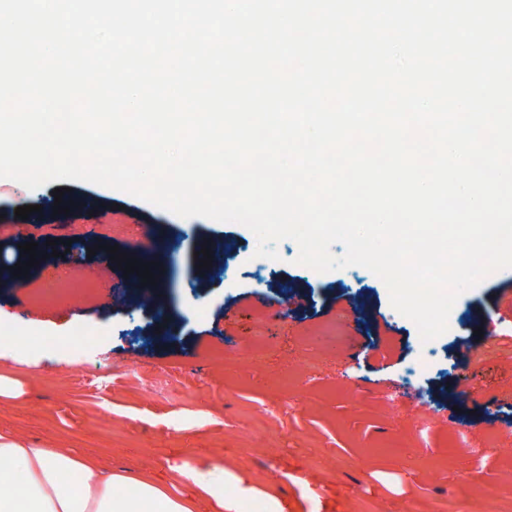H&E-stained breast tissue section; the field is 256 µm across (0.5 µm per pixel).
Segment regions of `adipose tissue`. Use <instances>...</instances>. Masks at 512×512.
Here are the masks:
<instances>
[{
	"label": "adipose tissue",
	"mask_w": 512,
	"mask_h": 512,
	"mask_svg": "<svg viewBox=\"0 0 512 512\" xmlns=\"http://www.w3.org/2000/svg\"><path fill=\"white\" fill-rule=\"evenodd\" d=\"M0 461L10 465L0 473V482L17 483L12 496L0 498V512H243L249 501L260 502L262 512H284L277 494L221 459L184 461L175 468L179 483L165 484L149 474L116 469L60 445L0 430ZM71 471L80 473V482L64 481ZM121 483L136 486L137 494L117 496Z\"/></svg>",
	"instance_id": "ef3b65f1"
}]
</instances>
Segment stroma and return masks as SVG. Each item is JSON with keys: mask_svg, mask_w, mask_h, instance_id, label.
<instances>
[{"mask_svg": "<svg viewBox=\"0 0 512 512\" xmlns=\"http://www.w3.org/2000/svg\"><path fill=\"white\" fill-rule=\"evenodd\" d=\"M65 186L67 223L0 233V265L19 256L20 243L75 232L82 245L135 257L159 232L166 338L154 340L150 309L127 302L140 279L115 265L92 297L33 300L32 287H54L62 270L98 264L82 247L30 268L22 287H0L1 320L33 336H65L76 324L111 334L76 361L51 346L32 366L0 358L25 386L0 399L1 429L163 480L188 457L230 460L287 497L289 512H324L334 490V512H474L481 503L512 512V268L458 297L447 331L431 342L430 366L411 378L419 331L366 268L317 272L298 264L290 238L270 260L241 224L183 218L87 181ZM53 190L0 177V214L24 205L51 213ZM202 242L220 257L203 288L192 277ZM332 323L341 339L325 336ZM452 436L481 456L449 447ZM385 440L402 455L381 450Z\"/></svg>", "mask_w": 512, "mask_h": 512, "instance_id": "stroma-1", "label": "stroma"}]
</instances>
